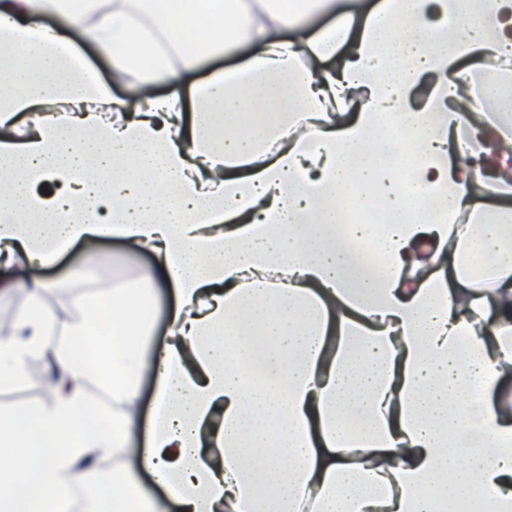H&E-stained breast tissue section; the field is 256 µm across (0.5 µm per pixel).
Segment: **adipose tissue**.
Wrapping results in <instances>:
<instances>
[{
  "label": "adipose tissue",
  "instance_id": "ef3b65f1",
  "mask_svg": "<svg viewBox=\"0 0 512 512\" xmlns=\"http://www.w3.org/2000/svg\"><path fill=\"white\" fill-rule=\"evenodd\" d=\"M338 3L0 0V270L29 295L0 386L35 358L57 371L40 406L0 413V512H73L108 452L91 512H168L127 456L179 512H512V208L474 202L512 196V64L487 55L512 52V0H381L306 27ZM244 45L258 54L187 84ZM349 206L385 220L344 223ZM112 239L175 287L160 348L150 271L105 303L73 295L63 324L28 276ZM87 352L107 401L81 387ZM110 458L112 456H105L98 460L94 474L86 481V485L80 490L79 497L77 498L76 510L73 512H89L80 511L77 509L79 502L94 498L103 488L106 476L112 470V460L100 464L101 460Z\"/></svg>",
  "mask_w": 512,
  "mask_h": 512
}]
</instances>
